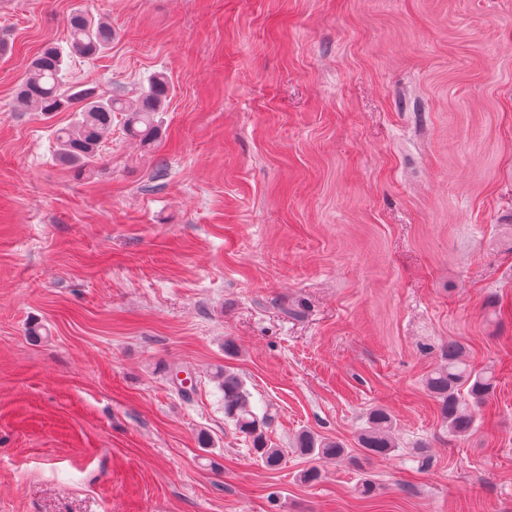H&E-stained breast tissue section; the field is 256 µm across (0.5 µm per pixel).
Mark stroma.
<instances>
[{"instance_id":"1","label":"stroma","mask_w":512,"mask_h":512,"mask_svg":"<svg viewBox=\"0 0 512 512\" xmlns=\"http://www.w3.org/2000/svg\"><path fill=\"white\" fill-rule=\"evenodd\" d=\"M77 9L116 36L74 81L170 84L90 177L54 158L72 113L15 107ZM452 339L497 379L462 438L425 387ZM304 430L351 460L301 482ZM0 512H512V0H0ZM219 389L223 394L224 417L230 420L235 429L243 434L251 446L254 457L270 470L277 469L283 461L280 448L269 445L265 428L267 416L255 412L251 392L246 388L243 378L230 368L224 367L216 372ZM394 428V417L389 410L383 407L371 409L357 437L358 447L366 456H392L399 448Z\"/></svg>"}]
</instances>
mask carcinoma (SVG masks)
Instances as JSON below:
<instances>
[{
    "instance_id": "cac0c4a2",
    "label": "carcinoma",
    "mask_w": 512,
    "mask_h": 512,
    "mask_svg": "<svg viewBox=\"0 0 512 512\" xmlns=\"http://www.w3.org/2000/svg\"><path fill=\"white\" fill-rule=\"evenodd\" d=\"M67 25L68 48L47 45L28 65L17 97L21 105L44 115L75 107L74 122L55 130L56 158L83 174L99 156L102 139L118 115L128 135L147 144L156 138L155 114L164 110L169 83L164 74L157 73L149 79L141 97L130 102L117 96L103 97L93 88L72 82L66 58L95 56L109 49L112 28L84 11L71 14ZM216 375L223 394L224 418L248 439L258 461L270 470L277 469L283 461V452L269 445L265 431L267 416L255 412L245 381L227 367ZM496 387L493 372L477 367L469 358L466 345L457 340L448 341L440 364L426 379V388L437 401L443 424L450 434L459 438L475 428ZM394 428V417L389 410L371 409L357 437L358 447L370 457L393 455L398 448ZM295 445L300 454L314 461L300 475L305 483L315 484L322 479V469L316 462L338 463L348 456L342 442L307 430L298 434Z\"/></svg>"
}]
</instances>
